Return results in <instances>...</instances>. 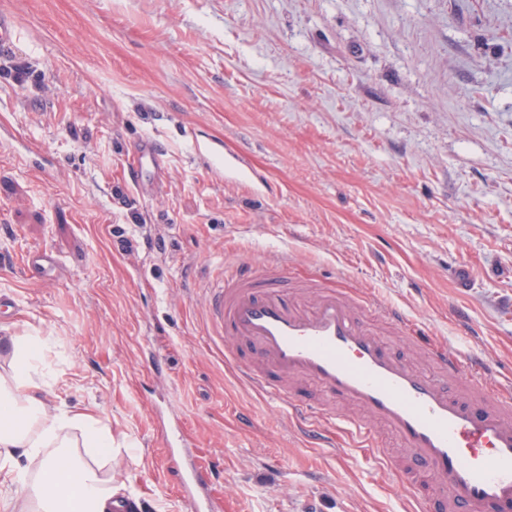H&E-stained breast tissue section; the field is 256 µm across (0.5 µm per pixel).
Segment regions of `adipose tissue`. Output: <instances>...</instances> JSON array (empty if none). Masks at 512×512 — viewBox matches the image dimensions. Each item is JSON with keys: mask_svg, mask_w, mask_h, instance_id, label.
<instances>
[{"mask_svg": "<svg viewBox=\"0 0 512 512\" xmlns=\"http://www.w3.org/2000/svg\"><path fill=\"white\" fill-rule=\"evenodd\" d=\"M47 341L32 334L12 339L8 371L0 374V487L22 483V501L0 494V512H112V480L102 466L112 459L107 422L66 406H49L40 394L52 373ZM79 431L73 442L70 431ZM81 445L82 454L72 451ZM38 462L31 471L30 462Z\"/></svg>", "mask_w": 512, "mask_h": 512, "instance_id": "adipose-tissue-1", "label": "adipose tissue"}]
</instances>
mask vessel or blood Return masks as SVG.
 <instances>
[{"label": "vessel or blood", "mask_w": 512, "mask_h": 512, "mask_svg": "<svg viewBox=\"0 0 512 512\" xmlns=\"http://www.w3.org/2000/svg\"><path fill=\"white\" fill-rule=\"evenodd\" d=\"M18 41L13 18L0 12V58ZM162 173L158 147L144 142L131 153L128 172ZM24 265L43 277L58 267L46 250ZM284 268L244 265L225 275L213 297V317L226 338L244 348L234 363L261 391L286 404L309 425L319 415L303 384L360 409L346 427L367 446L380 433L393 437L408 466L403 485L425 484L422 512H512V391L488 385L493 368L483 357H461L430 337L420 342L438 375H429L396 353L361 314L353 297L319 289L289 292ZM321 442L323 434L311 429ZM183 495L199 499L202 512H220L201 466L168 453Z\"/></svg>", "instance_id": "1"}]
</instances>
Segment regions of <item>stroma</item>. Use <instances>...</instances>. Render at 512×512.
<instances>
[{
	"label": "stroma",
	"instance_id": "1",
	"mask_svg": "<svg viewBox=\"0 0 512 512\" xmlns=\"http://www.w3.org/2000/svg\"><path fill=\"white\" fill-rule=\"evenodd\" d=\"M0 370L48 337L43 395L101 418L112 486L139 512H192L163 461L174 434L222 512H416L390 461L323 402L309 446L243 382L210 296L241 262L406 315L512 384V0H0ZM24 69L16 82L12 68ZM159 191L127 175L139 141ZM133 209L123 207V200ZM133 241L123 251L122 239ZM35 247L63 268L31 278ZM17 41L18 34L13 18L0 12V58L10 56ZM162 157L163 154L154 143L150 141L142 143L131 153L128 166L129 175L135 181L140 182L147 167H150L156 175H161L163 171Z\"/></svg>",
	"mask_w": 512,
	"mask_h": 512
}]
</instances>
